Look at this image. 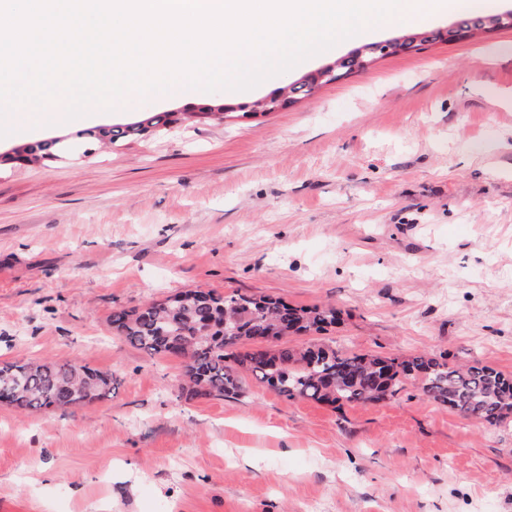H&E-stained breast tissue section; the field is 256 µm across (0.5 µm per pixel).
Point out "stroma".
<instances>
[{
  "mask_svg": "<svg viewBox=\"0 0 512 512\" xmlns=\"http://www.w3.org/2000/svg\"><path fill=\"white\" fill-rule=\"evenodd\" d=\"M373 43L444 29L404 8ZM337 43L236 94L180 89L72 120L14 113L0 153L221 104L84 161L0 163V362L79 361L109 398L0 403V512H512V420L430 402L289 400L251 374L196 398L183 362L112 332L113 312L187 289L332 306L280 346L479 361L512 374V30L378 58L271 112L261 98L355 49ZM52 479H44L43 471Z\"/></svg>",
  "mask_w": 512,
  "mask_h": 512,
  "instance_id": "1",
  "label": "stroma"
}]
</instances>
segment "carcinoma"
Segmentation results:
<instances>
[{"label": "carcinoma", "mask_w": 512, "mask_h": 512, "mask_svg": "<svg viewBox=\"0 0 512 512\" xmlns=\"http://www.w3.org/2000/svg\"><path fill=\"white\" fill-rule=\"evenodd\" d=\"M490 28L489 16L466 15L445 31H418L420 44L464 40ZM368 44L342 57L337 81L374 61ZM180 112H148L126 124L98 125L81 136L112 144L133 134L160 132L182 122ZM59 140L46 139L14 150L16 160L60 158ZM336 323V309L292 306L278 298L224 296L212 291L179 292L163 302L112 313V330L130 344L157 356H181L185 384L194 397L237 394L246 371L289 400L344 405L376 404L396 396L403 380L418 382L428 400L462 417L491 426L512 418V375L475 362L451 366L428 355L408 359L346 354L330 346L277 350L237 346L254 338L280 339L321 332ZM106 372L78 363L13 362L0 365V397L22 411L65 410L78 400L112 396Z\"/></svg>", "instance_id": "cac0c4a2"}]
</instances>
